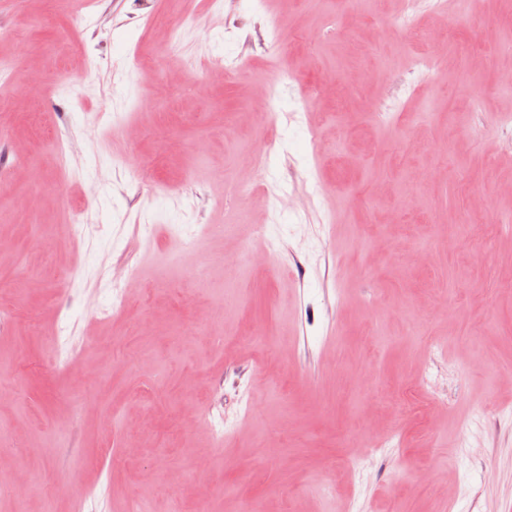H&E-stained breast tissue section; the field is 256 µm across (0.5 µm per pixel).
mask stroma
<instances>
[{
    "label": "stroma",
    "mask_w": 512,
    "mask_h": 512,
    "mask_svg": "<svg viewBox=\"0 0 512 512\" xmlns=\"http://www.w3.org/2000/svg\"><path fill=\"white\" fill-rule=\"evenodd\" d=\"M0 56V512H512V0H0Z\"/></svg>",
    "instance_id": "obj_1"
}]
</instances>
